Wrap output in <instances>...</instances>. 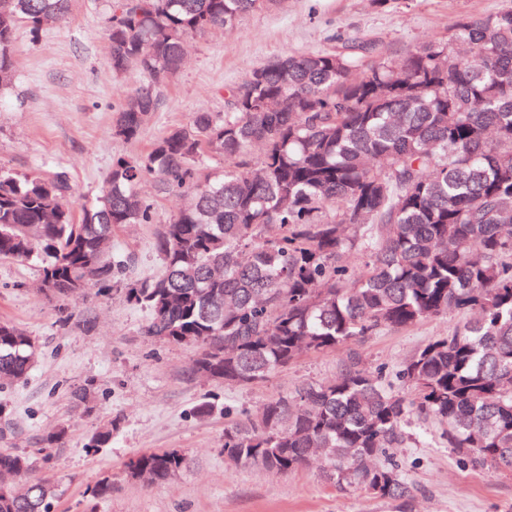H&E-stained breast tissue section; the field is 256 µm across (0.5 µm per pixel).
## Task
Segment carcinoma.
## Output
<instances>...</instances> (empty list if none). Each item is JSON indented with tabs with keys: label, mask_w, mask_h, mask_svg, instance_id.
Instances as JSON below:
<instances>
[{
	"label": "carcinoma",
	"mask_w": 512,
	"mask_h": 512,
	"mask_svg": "<svg viewBox=\"0 0 512 512\" xmlns=\"http://www.w3.org/2000/svg\"><path fill=\"white\" fill-rule=\"evenodd\" d=\"M71 0H0V93L15 80L17 25L65 19ZM280 0H110L112 72L149 86L116 109L113 134L136 140L157 110L154 86L177 72L190 38L233 29ZM221 159L224 167L208 162ZM156 198L193 204L161 225L164 273L126 289L146 335L198 349L193 371L218 383L266 381L321 355L450 310L476 316L419 348L399 371L406 396L354 358L336 380L268 401L224 428V456L288 474L317 454L324 478L403 500L412 487L389 454L410 420L433 421L473 464L512 470V9L457 22L398 59L375 41L285 55L224 92L148 150L112 164L80 213L58 168L0 169V258L40 262L69 297L112 280L124 224L154 223ZM365 256L355 274L345 262ZM31 337L0 321V378L28 372ZM112 425L86 444L96 453ZM187 465L151 450L132 478L164 484ZM29 457L0 452V512H51L55 485L28 480Z\"/></svg>",
	"instance_id": "1"
}]
</instances>
